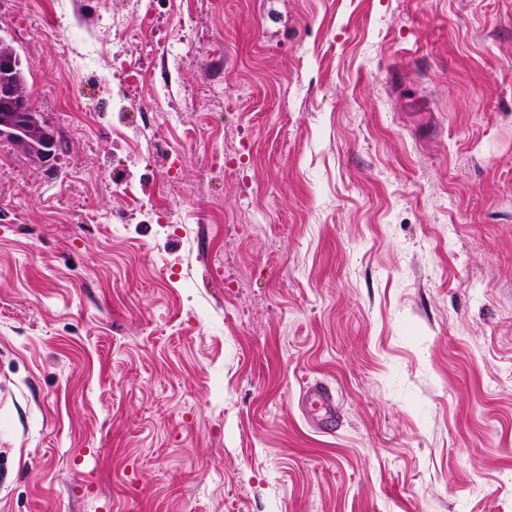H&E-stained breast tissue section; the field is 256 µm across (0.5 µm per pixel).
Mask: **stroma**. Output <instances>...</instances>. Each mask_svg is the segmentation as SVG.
I'll return each instance as SVG.
<instances>
[{"label": "stroma", "instance_id": "1", "mask_svg": "<svg viewBox=\"0 0 512 512\" xmlns=\"http://www.w3.org/2000/svg\"><path fill=\"white\" fill-rule=\"evenodd\" d=\"M128 2L0 0V512H512V0ZM8 62L2 58V66ZM0 65V84L2 89L9 87L12 89V95L9 99H2L3 92H1V103L3 108L0 109V116L2 118L11 113L14 116L13 125L8 126L9 134H2L5 141L9 143L16 151L21 152L29 142L27 136L32 132H38L35 124V114L38 112L32 104L31 90L28 87L26 75L21 68L18 57L15 54V68L8 71ZM3 113V114H2ZM306 408L311 416L325 424H332L336 413L330 392L321 387H314L307 392Z\"/></svg>", "mask_w": 512, "mask_h": 512}]
</instances>
